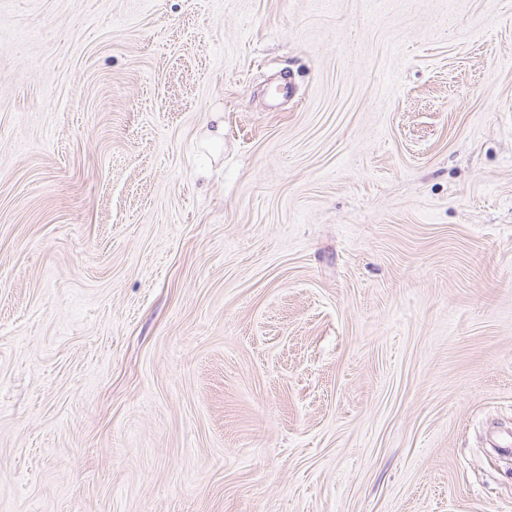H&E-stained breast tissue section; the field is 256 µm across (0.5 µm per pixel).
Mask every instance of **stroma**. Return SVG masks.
I'll return each instance as SVG.
<instances>
[{"label":"stroma","mask_w":512,"mask_h":512,"mask_svg":"<svg viewBox=\"0 0 512 512\" xmlns=\"http://www.w3.org/2000/svg\"><path fill=\"white\" fill-rule=\"evenodd\" d=\"M0 512H512V0H0Z\"/></svg>","instance_id":"35a3bbf8"}]
</instances>
